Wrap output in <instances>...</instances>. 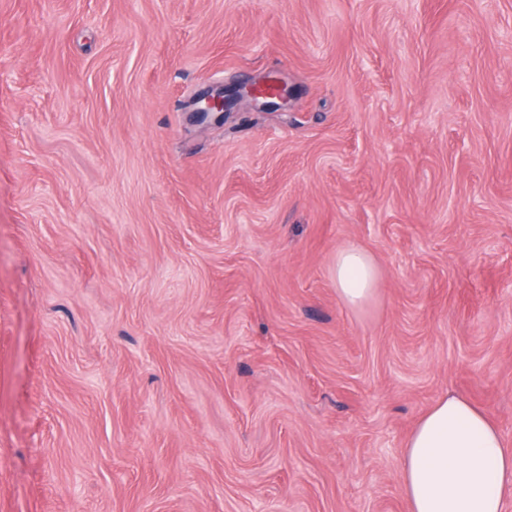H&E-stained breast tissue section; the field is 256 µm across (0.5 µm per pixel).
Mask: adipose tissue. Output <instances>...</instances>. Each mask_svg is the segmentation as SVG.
I'll list each match as a JSON object with an SVG mask.
<instances>
[{
    "label": "adipose tissue",
    "mask_w": 512,
    "mask_h": 512,
    "mask_svg": "<svg viewBox=\"0 0 512 512\" xmlns=\"http://www.w3.org/2000/svg\"><path fill=\"white\" fill-rule=\"evenodd\" d=\"M377 271L362 250H337L336 293L348 307L374 294ZM409 512H504L512 493V448L494 420L457 393L441 397L414 425L402 458Z\"/></svg>",
    "instance_id": "ef3b65f1"
}]
</instances>
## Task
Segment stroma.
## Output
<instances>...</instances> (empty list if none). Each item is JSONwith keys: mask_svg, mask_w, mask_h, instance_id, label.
Instances as JSON below:
<instances>
[{"mask_svg": "<svg viewBox=\"0 0 512 512\" xmlns=\"http://www.w3.org/2000/svg\"><path fill=\"white\" fill-rule=\"evenodd\" d=\"M451 391L512 446V0H0V512H408ZM265 85L261 83H241L228 87L218 93H203L200 95L194 105H196L195 112L198 122H205L212 114L218 113L217 116L224 121L227 114H230L231 110L240 102L248 101L254 102L255 104L260 103V107L263 110H275L279 107V103L276 100H282L285 89L276 84L272 91H266ZM376 277V267L365 252L355 247L337 250L336 293L346 306L357 308L365 304L374 294Z\"/></svg>", "mask_w": 512, "mask_h": 512, "instance_id": "35a3bbf8", "label": "stroma"}]
</instances>
